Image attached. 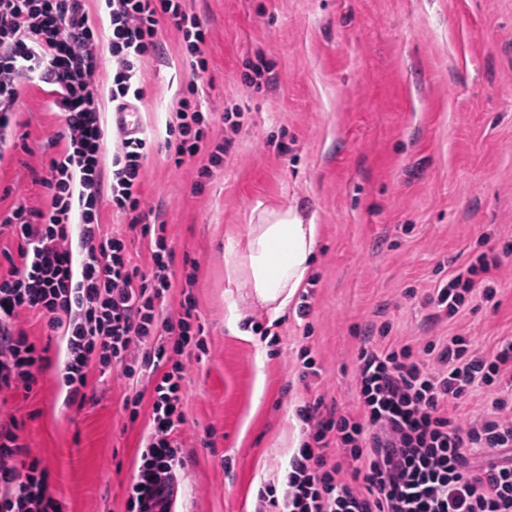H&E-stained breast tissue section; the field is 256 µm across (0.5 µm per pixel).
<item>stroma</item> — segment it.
<instances>
[{"instance_id":"35a3bbf8","label":"stroma","mask_w":512,"mask_h":512,"mask_svg":"<svg viewBox=\"0 0 512 512\" xmlns=\"http://www.w3.org/2000/svg\"><path fill=\"white\" fill-rule=\"evenodd\" d=\"M207 29L205 72L191 74L181 39L160 24L143 70L140 122L149 138L143 197L167 224L175 286L198 311L205 350L185 348L186 422L176 512H255L261 480L304 439L296 411L315 398L354 411L365 343L418 345L460 334L482 349L512 336V0H185ZM196 81L208 137L224 161L175 165L159 133L178 92ZM47 84L24 82L17 134L0 161V210L48 209L44 184L62 129ZM240 112L238 131L224 123ZM299 206L320 226L303 288L279 318L253 302L230 253L253 210ZM503 254L496 303L469 295L454 318L427 298L480 254ZM195 283L181 292L187 274ZM19 325L47 350L32 391L0 399L30 457L49 473L58 512H127V488L150 432L157 372L90 376L83 407L67 405L58 336L36 314ZM319 373L301 379L304 354ZM142 393L137 419L124 408Z\"/></svg>"}]
</instances>
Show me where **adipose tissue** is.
<instances>
[{
	"instance_id": "ef3b65f1",
	"label": "adipose tissue",
	"mask_w": 512,
	"mask_h": 512,
	"mask_svg": "<svg viewBox=\"0 0 512 512\" xmlns=\"http://www.w3.org/2000/svg\"><path fill=\"white\" fill-rule=\"evenodd\" d=\"M318 238V225L305 221L296 207L265 208L250 225L246 250L235 255L232 271L278 317L304 287Z\"/></svg>"
}]
</instances>
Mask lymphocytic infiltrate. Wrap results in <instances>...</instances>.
Returning <instances> with one entry per match:
<instances>
[{
  "instance_id": "1",
  "label": "lymphocytic infiltrate",
  "mask_w": 512,
  "mask_h": 512,
  "mask_svg": "<svg viewBox=\"0 0 512 512\" xmlns=\"http://www.w3.org/2000/svg\"><path fill=\"white\" fill-rule=\"evenodd\" d=\"M92 21L87 0H0V149L12 138L22 82L50 85L48 105L63 112L65 129L48 166L53 195L48 210L14 206L0 225L18 243L0 274V391H31L44 368L42 348L17 325L32 312L61 333L67 404H84L93 367H121L130 349L143 361L171 362L153 387L151 432L128 487L127 512H171L183 465L177 434L185 422L180 394L187 346L203 348L192 332L196 304L185 297L178 319H160L172 281L165 224L150 223L142 199L147 136L119 139L112 154L110 204L127 218L124 232L100 231L101 156L107 126L103 98L127 108L143 98V66L158 51V28L168 21L180 34L191 70L208 66L206 32L183 0H101ZM115 63L111 89L95 75L101 46ZM188 83L165 125L175 164L206 156L202 175L223 160V145H208L204 116ZM147 239L151 274L132 265L133 239ZM499 257L479 256L466 273L451 276L429 299L440 314H459L481 288L479 274ZM492 301V288H481ZM512 336L490 351L455 335L420 349L405 345L362 348L357 370V414L322 412L321 401L296 414L308 435L282 466L279 483L259 487L258 512H512ZM490 390L479 419L462 423L456 410L471 388ZM16 420L0 422V512H55L57 502L38 461H26ZM344 448L346 464L328 460ZM483 457L481 471L471 460ZM348 476H341L342 467Z\"/></svg>"
}]
</instances>
